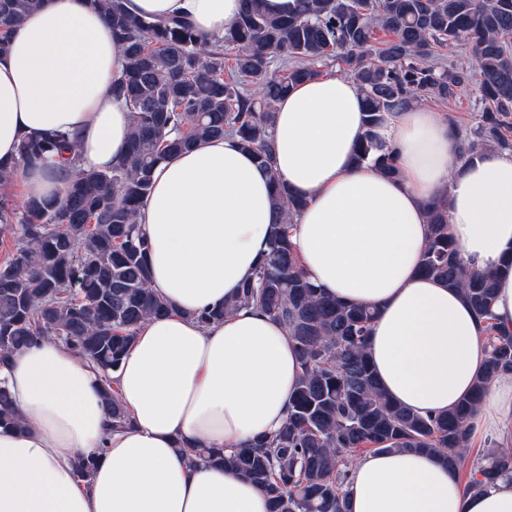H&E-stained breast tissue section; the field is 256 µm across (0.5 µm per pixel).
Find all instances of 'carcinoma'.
<instances>
[{"instance_id":"obj_1","label":"carcinoma","mask_w":512,"mask_h":512,"mask_svg":"<svg viewBox=\"0 0 512 512\" xmlns=\"http://www.w3.org/2000/svg\"><path fill=\"white\" fill-rule=\"evenodd\" d=\"M41 0H0V53L17 21ZM104 15L125 65L113 90L131 112L126 155L104 171L77 166L74 135L56 131L22 142L0 165V234L16 253L0 264V365L53 338L100 372L112 428L129 425L112 374L141 326L170 313L149 288L148 241L138 207L163 159L220 136L238 139L273 173L272 130L278 101L322 74L331 60L356 82L366 103L365 131L355 158L399 176L392 151L377 133L392 112L421 101L444 103L477 79L478 121L458 131L459 160L491 148L512 152V0H298L295 13L272 16L243 0L224 36L204 43L182 17L147 18L124 0H89ZM390 36L379 40L377 32ZM470 47L466 65L446 66L449 43ZM234 52L235 76L224 80V52ZM54 159L65 184L54 204L35 200L18 209L7 188L17 170ZM275 235L256 276L197 320L217 323L255 309L288 329L300 379L282 427L227 453L182 446L192 463L220 464L257 485L270 512H347L344 487L353 453L415 449L454 464L469 447L467 419L490 380L512 372V331L495 322V279L471 272L448 235V202L428 208L429 234L421 270L461 293L485 323L487 356L472 393L448 414L424 416L392 401L376 381L366 346L375 312L322 295L299 267L290 227L306 205L271 180ZM77 280V288L71 287ZM0 426L24 429L0 387ZM512 471L511 448H489L472 463L467 489L478 492Z\"/></svg>"}]
</instances>
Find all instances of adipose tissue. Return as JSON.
Segmentation results:
<instances>
[{
	"instance_id": "adipose-tissue-1",
	"label": "adipose tissue",
	"mask_w": 512,
	"mask_h": 512,
	"mask_svg": "<svg viewBox=\"0 0 512 512\" xmlns=\"http://www.w3.org/2000/svg\"><path fill=\"white\" fill-rule=\"evenodd\" d=\"M137 15L187 16L202 39L223 34L242 0H124ZM123 57L88 0H43L0 54V160L22 138L77 136L82 167L105 170L127 149L131 114L113 84ZM364 98L352 79L323 76L277 104L275 178L306 201L291 231L299 266L325 295L377 309L367 355L385 392L422 415L470 395L485 354L484 325L458 291L424 275L427 206L449 194L448 233L470 270L496 272V321L512 329V153L459 160L455 127L412 107L379 130L400 175L353 155ZM25 199L61 198L52 164L22 170ZM271 177L232 137L162 161L138 222L148 239L150 286L170 314L147 321L116 373L131 424L109 427L92 366L54 340L16 352L0 369L24 430L0 427V512H269L266 496L223 466L190 464L177 447L234 448L277 431L299 378L286 328L241 311L204 326L269 249ZM467 425L512 439V373L494 377ZM98 462L89 479L79 457ZM348 512H512V474L469 491L459 466L418 450L356 458Z\"/></svg>"
}]
</instances>
